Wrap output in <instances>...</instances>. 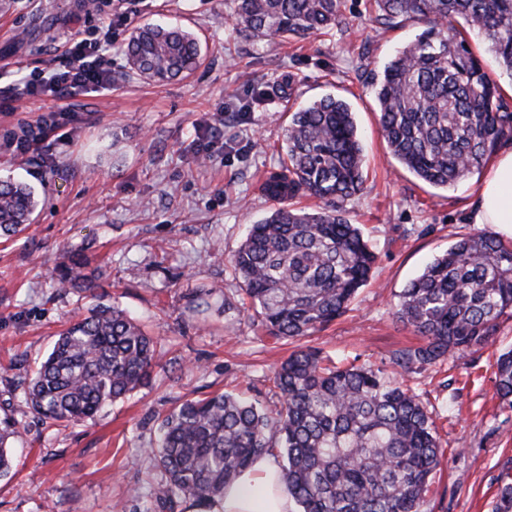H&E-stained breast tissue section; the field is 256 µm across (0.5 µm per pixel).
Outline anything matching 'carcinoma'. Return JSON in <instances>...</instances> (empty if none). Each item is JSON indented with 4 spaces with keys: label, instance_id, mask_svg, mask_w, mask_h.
Segmentation results:
<instances>
[{
    "label": "carcinoma",
    "instance_id": "1",
    "mask_svg": "<svg viewBox=\"0 0 512 512\" xmlns=\"http://www.w3.org/2000/svg\"><path fill=\"white\" fill-rule=\"evenodd\" d=\"M236 31L255 41L299 39L345 25L344 0H231ZM377 22L424 25L372 77L383 138L419 179L453 186L480 171L512 142V111L484 71L461 19L512 75V0H373ZM130 73L156 83L184 78L201 64L197 39L179 26L143 25L127 41ZM285 159L258 194L270 215L250 226L230 267L263 329L275 340L311 336L344 315L367 285L377 255L345 204L363 192L364 154L347 102L328 95L291 113ZM301 195L324 202L293 206ZM32 188L0 177V239L32 223ZM60 287L93 301L73 318L29 374L23 398L31 413L58 426L89 419L151 379L157 342L126 312L99 302L97 276L81 253L62 254ZM219 287L195 290L204 314ZM394 315L423 343L396 352L401 369L434 366L448 354L475 351L512 316V243L491 232L453 243L398 295ZM499 395L512 399V350L493 364ZM279 407L217 393L182 401L157 418L159 438L144 455L160 472L154 501L181 503L224 495L255 457L283 449L282 481L299 512H426L425 492L442 451L420 398L363 363L330 366L315 348L292 352L273 376ZM25 426H0V478L13 475L12 445ZM493 512H512V483Z\"/></svg>",
    "mask_w": 512,
    "mask_h": 512
}]
</instances>
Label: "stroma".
Listing matches in <instances>:
<instances>
[{
  "mask_svg": "<svg viewBox=\"0 0 512 512\" xmlns=\"http://www.w3.org/2000/svg\"><path fill=\"white\" fill-rule=\"evenodd\" d=\"M344 16L340 32L252 42L235 33L229 0H141L129 24L112 25L110 87L62 100L47 93L0 111V138L63 107L74 130L44 137L25 156L0 149V175L30 184L39 200L20 238L0 242V419L27 427L14 444V476L0 480V512H45L49 504L56 512H158L140 459L157 415L216 391L274 408L272 372L294 342L263 338L222 297L201 318L186 304L201 283L235 288L230 258L248 225L273 207L256 185L281 160L289 115L328 94L354 113L366 181L346 209L378 259L350 311L303 343L337 363L379 367L420 395L443 450L428 512H492L512 481V404L493 374L496 357L512 349V318L466 357L412 371L392 361L420 341L395 318L397 296L460 236L480 232L467 212L482 176L435 187L393 157L359 57L382 64L422 27L381 28L370 0H345ZM106 21L80 0H0V99L20 78L63 68L67 41L93 37ZM145 23L191 32L204 54L200 68L161 84L129 76L124 47ZM67 250L83 251L100 270L103 303L118 304L157 338L161 364L129 398L58 428L28 412L23 387L64 323L88 307L55 284Z\"/></svg>",
  "mask_w": 512,
  "mask_h": 512,
  "instance_id": "35a3bbf8",
  "label": "stroma"
}]
</instances>
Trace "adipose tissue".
<instances>
[{
	"label": "adipose tissue",
	"instance_id": "adipose-tissue-1",
	"mask_svg": "<svg viewBox=\"0 0 512 512\" xmlns=\"http://www.w3.org/2000/svg\"><path fill=\"white\" fill-rule=\"evenodd\" d=\"M472 223L512 233V146L501 148L470 204ZM195 512H295L294 502L280 481L274 454L257 457L224 488V495L197 505Z\"/></svg>",
	"mask_w": 512,
	"mask_h": 512
}]
</instances>
